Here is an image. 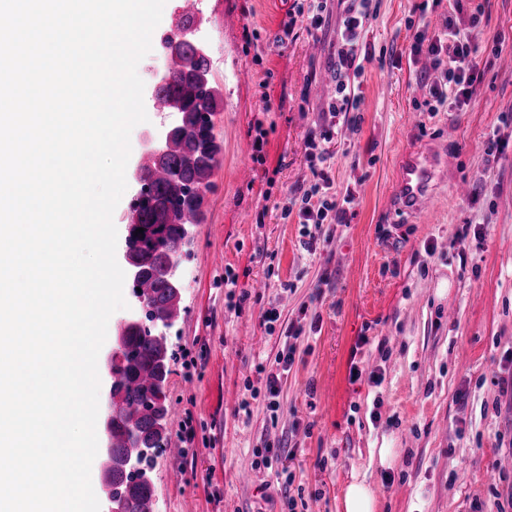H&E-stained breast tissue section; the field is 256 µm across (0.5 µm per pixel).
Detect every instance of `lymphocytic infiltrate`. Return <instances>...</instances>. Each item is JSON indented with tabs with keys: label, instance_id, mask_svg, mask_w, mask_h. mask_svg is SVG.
I'll return each instance as SVG.
<instances>
[{
	"label": "lymphocytic infiltrate",
	"instance_id": "obj_1",
	"mask_svg": "<svg viewBox=\"0 0 512 512\" xmlns=\"http://www.w3.org/2000/svg\"><path fill=\"white\" fill-rule=\"evenodd\" d=\"M337 4L336 43L331 70L335 82V95L327 107L328 118L321 126L311 130L305 140V150L313 179L295 194L300 223L342 224L346 221L347 207L354 201L352 193L336 197L333 182L328 175L331 156L325 145L341 134V117L359 111L363 102L359 76L367 59L365 34L376 17V0H301L297 14L306 18L309 28L321 29L329 13L330 4ZM480 20L479 15L468 19L447 18L442 29L426 34L417 28L410 45L412 62L428 59L438 77L426 87L425 107L431 112H444L448 108H463L475 92L480 73L477 49L469 40L466 29Z\"/></svg>",
	"mask_w": 512,
	"mask_h": 512
}]
</instances>
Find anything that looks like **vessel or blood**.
<instances>
[{
	"label": "vessel or blood",
	"instance_id": "obj_1",
	"mask_svg": "<svg viewBox=\"0 0 512 512\" xmlns=\"http://www.w3.org/2000/svg\"><path fill=\"white\" fill-rule=\"evenodd\" d=\"M443 159L429 150L408 155L402 162L396 207L411 214L424 212L435 180L440 179Z\"/></svg>",
	"mask_w": 512,
	"mask_h": 512
}]
</instances>
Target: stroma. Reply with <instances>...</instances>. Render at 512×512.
<instances>
[{
    "mask_svg": "<svg viewBox=\"0 0 512 512\" xmlns=\"http://www.w3.org/2000/svg\"><path fill=\"white\" fill-rule=\"evenodd\" d=\"M297 3L200 0L222 152L183 248L182 312L167 340V440L188 419L194 441L157 456V508L343 512L345 486L362 480L379 512H496L512 495V392L500 388L512 379V0H462L481 15L468 30L481 74L471 102L445 112L423 106L407 48L413 23L442 28L448 0H377L363 109L327 145L336 192L355 195L343 224L290 213L312 178L305 138L327 103L312 89L329 79L336 40L332 15L283 38ZM178 5L166 0L138 65L145 88L165 70L161 39ZM429 148L448 168L427 212L390 209L402 160ZM287 347L273 415L264 369ZM268 443L282 446L287 494L257 463Z\"/></svg>",
    "mask_w": 512,
    "mask_h": 512,
    "instance_id": "obj_1",
    "label": "stroma"
}]
</instances>
